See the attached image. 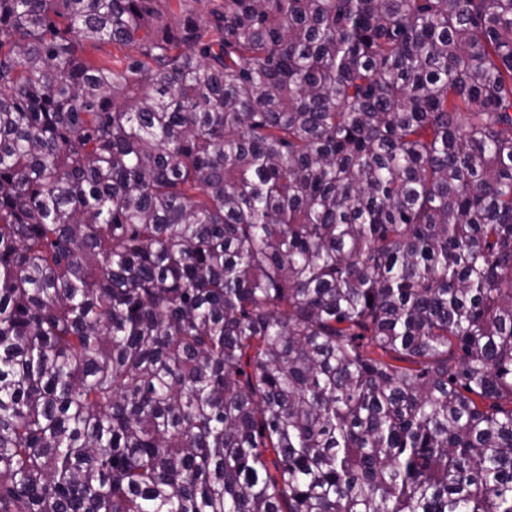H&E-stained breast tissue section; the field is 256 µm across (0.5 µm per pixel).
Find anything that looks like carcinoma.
Segmentation results:
<instances>
[{"instance_id":"obj_1","label":"carcinoma","mask_w":512,"mask_h":512,"mask_svg":"<svg viewBox=\"0 0 512 512\" xmlns=\"http://www.w3.org/2000/svg\"><path fill=\"white\" fill-rule=\"evenodd\" d=\"M188 2L0 0V512H512V0Z\"/></svg>"}]
</instances>
